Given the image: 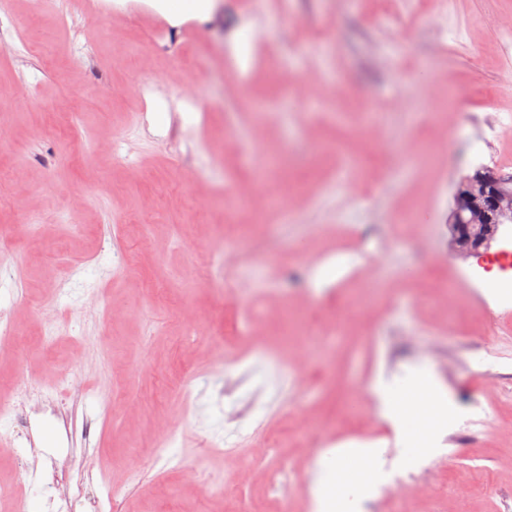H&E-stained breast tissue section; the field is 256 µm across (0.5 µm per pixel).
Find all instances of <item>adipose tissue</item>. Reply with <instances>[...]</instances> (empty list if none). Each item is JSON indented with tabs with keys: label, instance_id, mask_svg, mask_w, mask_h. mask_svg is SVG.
I'll return each mask as SVG.
<instances>
[{
	"label": "adipose tissue",
	"instance_id": "adipose-tissue-1",
	"mask_svg": "<svg viewBox=\"0 0 512 512\" xmlns=\"http://www.w3.org/2000/svg\"><path fill=\"white\" fill-rule=\"evenodd\" d=\"M376 391L383 414L392 420L413 456L429 453L437 432L448 419L447 397L433 376L419 374L407 387L396 389L379 378ZM381 449L362 443L336 448L326 457L317 479L318 512H361L383 477Z\"/></svg>",
	"mask_w": 512,
	"mask_h": 512
}]
</instances>
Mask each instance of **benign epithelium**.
<instances>
[{"label": "benign epithelium", "instance_id": "1", "mask_svg": "<svg viewBox=\"0 0 512 512\" xmlns=\"http://www.w3.org/2000/svg\"><path fill=\"white\" fill-rule=\"evenodd\" d=\"M504 183L503 177L489 171H480L468 178L455 195L454 212L458 222L480 219L487 223L500 214L512 212V194H504L498 187Z\"/></svg>", "mask_w": 512, "mask_h": 512}]
</instances>
